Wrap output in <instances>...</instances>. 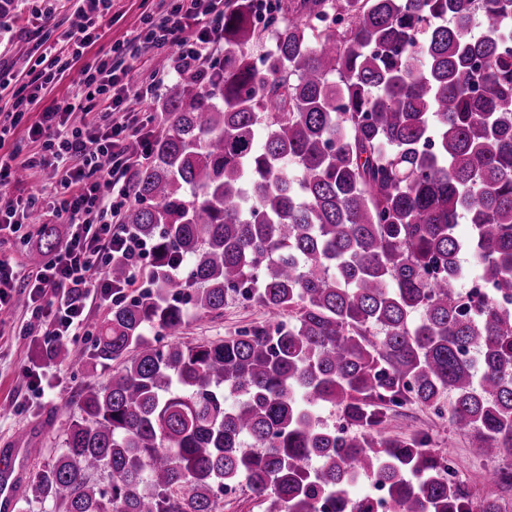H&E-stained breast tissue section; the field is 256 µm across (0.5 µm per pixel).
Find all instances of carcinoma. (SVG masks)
Listing matches in <instances>:
<instances>
[{"mask_svg":"<svg viewBox=\"0 0 512 512\" xmlns=\"http://www.w3.org/2000/svg\"><path fill=\"white\" fill-rule=\"evenodd\" d=\"M276 2L260 28L228 0L224 70L161 95L123 218L147 286L98 327L116 369L35 490L61 512H223L228 484L267 512H381L366 477L394 512H503L428 434L386 430L420 405L512 455V0ZM57 249L44 224L29 261ZM466 258L492 297L459 291ZM184 293L273 322L149 339L182 334Z\"/></svg>","mask_w":512,"mask_h":512,"instance_id":"1","label":"carcinoma"}]
</instances>
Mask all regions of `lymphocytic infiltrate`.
Returning <instances> with one entry per match:
<instances>
[{
  "mask_svg": "<svg viewBox=\"0 0 512 512\" xmlns=\"http://www.w3.org/2000/svg\"><path fill=\"white\" fill-rule=\"evenodd\" d=\"M76 2L77 20L57 42L44 34L49 12L32 10L27 23L33 66L21 73L0 66V89L18 88L12 111L0 116V147L24 113L102 37L112 0ZM162 2L158 18L147 19L126 44L79 71L85 103L69 101L40 113L28 130L37 152L22 158L0 150V185L14 181L18 171L36 167L53 168L57 176L51 193L0 202V231L11 228L18 211L41 206L66 226L57 253L37 269L0 257V304H7L9 289H25L34 318L58 340L79 335L86 327L90 301L118 300L126 289L138 287L142 261L151 252L147 243L124 231L122 217L132 203L133 177L151 157L158 122L148 110L115 119L117 108L132 96L154 99L170 75L199 79L215 71L212 60L224 40V0ZM170 48L175 54L168 69L154 70L147 87L127 81V59L149 58ZM134 139L141 144L136 154L128 150ZM121 258L131 263L122 285L112 283L108 275Z\"/></svg>",
  "mask_w": 512,
  "mask_h": 512,
  "instance_id": "obj_1",
  "label": "lymphocytic infiltrate"
}]
</instances>
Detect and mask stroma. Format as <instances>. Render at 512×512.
Segmentation results:
<instances>
[{"instance_id": "obj_1", "label": "stroma", "mask_w": 512, "mask_h": 512, "mask_svg": "<svg viewBox=\"0 0 512 512\" xmlns=\"http://www.w3.org/2000/svg\"><path fill=\"white\" fill-rule=\"evenodd\" d=\"M157 4L158 0H113L111 20L104 27V35L87 48L83 63L94 62L109 53L113 45L125 42L156 10ZM30 10L29 0H12L11 10L5 16L7 25L0 29L1 64L12 67L18 59L28 58L31 45L21 30ZM15 294L17 299L7 317L0 319V404L11 408L8 415L0 416V449L15 447L17 435L28 434L31 452L26 474L31 477L60 451L65 429L77 411L81 389L91 383L106 382L112 369L103 364L74 367L58 360L43 369L40 386H31L25 370L34 360V345L44 341L45 330L35 326L24 289H16ZM267 319L265 309L259 305L231 299L221 317H190L182 340L195 343L226 338L264 324ZM414 432L429 434L438 447L448 450L460 478L476 496L490 492L485 475L498 466V459L474 457L467 437L454 432L447 420L417 406L408 416L395 418L388 430L389 435L398 438Z\"/></svg>"}]
</instances>
